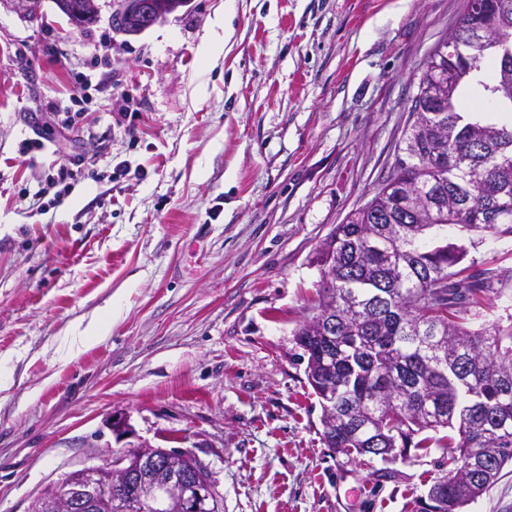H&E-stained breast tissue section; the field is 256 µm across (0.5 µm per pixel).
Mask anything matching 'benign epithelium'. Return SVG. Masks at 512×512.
Wrapping results in <instances>:
<instances>
[{
    "instance_id": "7a95c632",
    "label": "benign epithelium",
    "mask_w": 512,
    "mask_h": 512,
    "mask_svg": "<svg viewBox=\"0 0 512 512\" xmlns=\"http://www.w3.org/2000/svg\"><path fill=\"white\" fill-rule=\"evenodd\" d=\"M122 9L136 14L145 31L162 18L154 0H119ZM68 15L82 18L98 14L96 0H61ZM134 456L107 465L87 466L67 473L52 488L35 498L29 512H98L102 497L128 494L126 512H143L159 498H170L190 512H219L220 500L208 470L191 455H175L150 444H128ZM448 498L440 486L420 499L421 512H445Z\"/></svg>"
}]
</instances>
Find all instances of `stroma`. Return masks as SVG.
I'll use <instances>...</instances> for the list:
<instances>
[{
    "label": "stroma",
    "instance_id": "obj_1",
    "mask_svg": "<svg viewBox=\"0 0 512 512\" xmlns=\"http://www.w3.org/2000/svg\"><path fill=\"white\" fill-rule=\"evenodd\" d=\"M97 3L82 29L53 0L38 21L0 0V512L111 460L115 415L132 443L201 460L222 512H417L442 451L332 453L294 333L323 240L400 157L466 0H188L138 35ZM467 259L509 283L469 326L512 321V237H475ZM79 320L104 333L76 352Z\"/></svg>",
    "mask_w": 512,
    "mask_h": 512
}]
</instances>
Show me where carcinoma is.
Returning <instances> with one entry per match:
<instances>
[{"mask_svg":"<svg viewBox=\"0 0 512 512\" xmlns=\"http://www.w3.org/2000/svg\"><path fill=\"white\" fill-rule=\"evenodd\" d=\"M512 38V0H467L447 38L430 51L413 96L407 159H398L376 195L338 224L319 250L317 313L336 319V344L313 318L295 332L313 393L336 388L329 448L347 461L373 454L370 442L404 437V447L439 448L455 466L492 448L460 484L443 476L448 501H475L512 463V323L465 322L468 308L502 293L491 270L462 266L468 250L437 236H512V125L467 122L461 88L476 84L498 112H512V75L493 50L466 46L476 29ZM468 55L448 83V40Z\"/></svg>","mask_w":512,"mask_h":512,"instance_id":"carcinoma-1","label":"carcinoma"}]
</instances>
